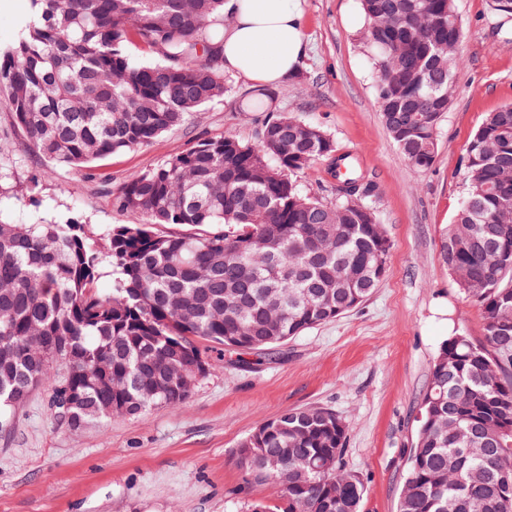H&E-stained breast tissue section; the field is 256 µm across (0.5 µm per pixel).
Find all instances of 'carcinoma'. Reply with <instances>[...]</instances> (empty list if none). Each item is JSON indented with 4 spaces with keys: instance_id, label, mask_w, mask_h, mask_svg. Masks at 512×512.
I'll list each match as a JSON object with an SVG mask.
<instances>
[{
    "instance_id": "obj_1",
    "label": "carcinoma",
    "mask_w": 512,
    "mask_h": 512,
    "mask_svg": "<svg viewBox=\"0 0 512 512\" xmlns=\"http://www.w3.org/2000/svg\"><path fill=\"white\" fill-rule=\"evenodd\" d=\"M382 121L409 165L432 167L463 24L456 0H360ZM0 50V103L55 165L85 168L153 144L226 91L224 0H32ZM158 57L145 62L128 47ZM252 92L242 110L266 109ZM324 160L334 199L301 191ZM465 199L441 259L483 314L480 343L440 347L420 402L397 512H512V103L466 150ZM143 219L97 239L77 218L0 222V430L41 385L74 427L182 406L209 351L263 353L349 311L380 284L390 240L375 188L321 126L283 112L245 141L198 139L109 192ZM172 226H189L178 234ZM109 276L104 292L99 280ZM347 425L323 407L266 422L235 450L246 481L280 488L263 512H361Z\"/></svg>"
}]
</instances>
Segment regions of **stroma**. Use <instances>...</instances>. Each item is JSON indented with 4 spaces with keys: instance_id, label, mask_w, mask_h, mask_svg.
<instances>
[{
    "instance_id": "obj_1",
    "label": "stroma",
    "mask_w": 512,
    "mask_h": 512,
    "mask_svg": "<svg viewBox=\"0 0 512 512\" xmlns=\"http://www.w3.org/2000/svg\"><path fill=\"white\" fill-rule=\"evenodd\" d=\"M307 43L296 77L272 88L266 112H243L249 82L226 74L223 101L153 144L89 169L42 161L20 135L0 152V221L78 218L104 231L131 218L113 211L111 187L154 168L201 137L255 139L265 116L293 113L357 155L375 187L391 249L379 286L352 311L240 364L225 354L180 407L74 428L54 418L40 387L0 432V512H247L273 503L233 459L266 421L301 407L332 409L347 424L344 461L364 483L362 512H396L420 395L441 344L484 336L479 308L440 259L441 237L466 192V147L486 114L512 102V32L493 0H457L462 65L425 171L410 167L380 118L375 64L352 24L357 0H303Z\"/></svg>"
}]
</instances>
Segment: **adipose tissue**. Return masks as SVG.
Here are the masks:
<instances>
[{"label":"adipose tissue","instance_id":"obj_1","mask_svg":"<svg viewBox=\"0 0 512 512\" xmlns=\"http://www.w3.org/2000/svg\"><path fill=\"white\" fill-rule=\"evenodd\" d=\"M233 21L224 28V69L253 88L294 77L304 54L300 0H226Z\"/></svg>","mask_w":512,"mask_h":512}]
</instances>
